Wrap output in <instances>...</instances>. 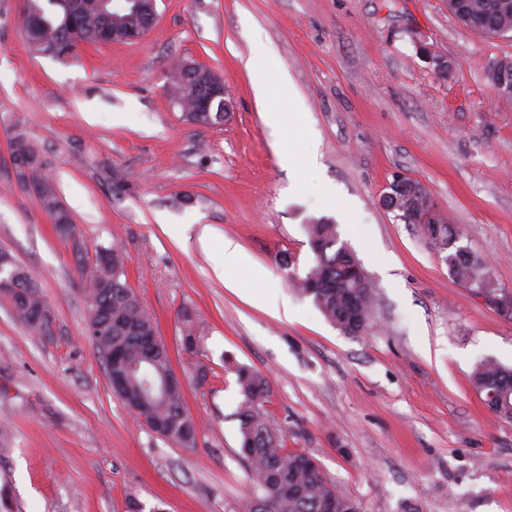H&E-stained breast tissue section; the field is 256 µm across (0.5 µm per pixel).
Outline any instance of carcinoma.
Wrapping results in <instances>:
<instances>
[{"instance_id":"carcinoma-1","label":"carcinoma","mask_w":512,"mask_h":512,"mask_svg":"<svg viewBox=\"0 0 512 512\" xmlns=\"http://www.w3.org/2000/svg\"><path fill=\"white\" fill-rule=\"evenodd\" d=\"M35 11L23 19V34L30 52L67 58L82 45L106 44L126 39L134 29L147 31L144 19L128 11L101 12L97 0H31ZM448 11L464 26L488 27L497 35L512 32V0H448ZM183 60L168 73V93L180 101L183 119L193 125L214 126L224 122V113L207 115L193 111V88L184 83ZM512 75V58L493 61L486 73L495 86L502 76ZM10 157L15 167L26 168L38 188L35 195L56 231L74 236L72 217L63 205L47 160L22 130L9 138ZM385 196L387 207L406 224H418L432 203L427 188L418 180L404 177L391 183ZM422 234L443 254L450 277L487 295L499 288L487 263L455 246L457 237L448 219L436 224H419ZM309 246L315 263L304 275L292 274L290 281L303 296L312 299L323 316L340 330L348 329L351 310L361 314L359 328L365 331L373 303L372 285L360 261L340 241L336 225L318 218L307 225ZM77 271L89 275L86 293L85 334L103 364L107 354L122 355L123 378L112 388L145 425L161 426L160 437L170 443L196 447L198 427L187 413L183 385L173 369L169 350L158 334L156 318L148 312L128 283L126 256L116 245L100 246L94 260L77 258ZM0 276L17 279V294L9 302L15 315L30 328L40 326L32 319L34 310H50L41 284L20 266L10 253L0 252ZM205 336L199 319L189 310L182 313L181 349L197 356L204 351ZM225 369L236 375L241 401L236 412L240 421L241 452L248 462L252 483L242 512H256L258 500L273 505V512H351L355 500L326 480L314 458L285 448L280 430L266 409L269 382L261 373L228 362ZM472 383L484 396L487 407L499 418L512 420V368L488 357L476 365Z\"/></svg>"}]
</instances>
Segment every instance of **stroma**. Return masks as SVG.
<instances>
[{
	"instance_id": "obj_1",
	"label": "stroma",
	"mask_w": 512,
	"mask_h": 512,
	"mask_svg": "<svg viewBox=\"0 0 512 512\" xmlns=\"http://www.w3.org/2000/svg\"><path fill=\"white\" fill-rule=\"evenodd\" d=\"M157 13L137 43L59 60L29 52L21 0H0V250L42 282L54 314L51 332H36L0 302V498L10 512H126L132 496L145 512H241L250 480L231 360L268 378L286 447L310 454L360 512H512V421L471 382L483 358L512 366V318L454 282L382 204L396 177L422 182L459 246L512 294V99L486 78L512 58V36L462 26L448 0H158ZM259 44L288 78L297 126L271 127L254 95L245 64ZM177 58L224 77V124L184 121L166 94ZM17 128L49 162L85 250L122 246L196 448L149 431L113 393L85 336L72 245L14 183ZM321 217L373 284L358 336L275 261L295 254L306 272L305 224ZM228 239L248 264L225 256ZM253 290L287 300L291 316L251 305ZM186 308L207 326L197 357L180 349Z\"/></svg>"
}]
</instances>
